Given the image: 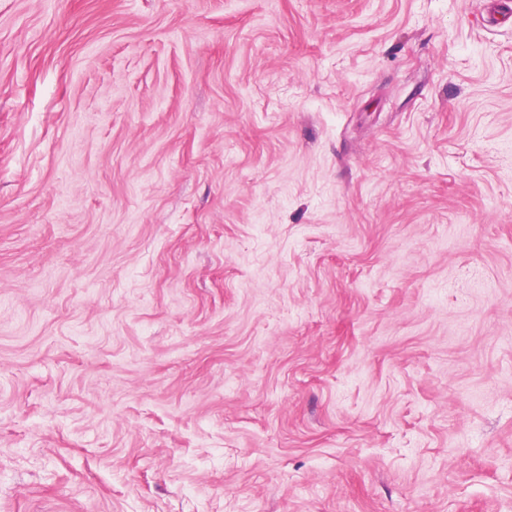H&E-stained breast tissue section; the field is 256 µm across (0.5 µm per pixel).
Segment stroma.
Returning <instances> with one entry per match:
<instances>
[{
	"label": "stroma",
	"instance_id": "stroma-1",
	"mask_svg": "<svg viewBox=\"0 0 512 512\" xmlns=\"http://www.w3.org/2000/svg\"><path fill=\"white\" fill-rule=\"evenodd\" d=\"M497 0H0V512H512Z\"/></svg>",
	"mask_w": 512,
	"mask_h": 512
}]
</instances>
